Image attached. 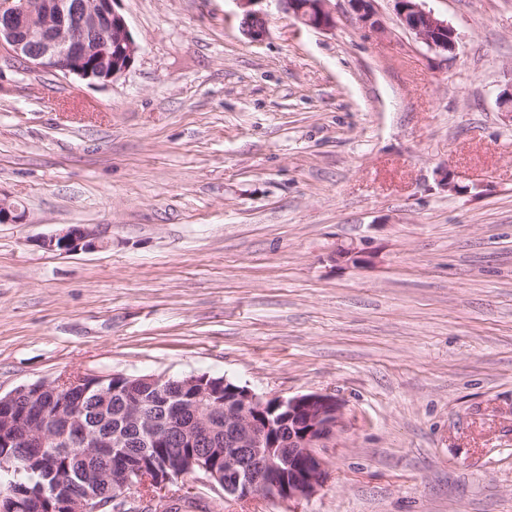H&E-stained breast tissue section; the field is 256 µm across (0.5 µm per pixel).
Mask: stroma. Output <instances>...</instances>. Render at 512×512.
Masks as SVG:
<instances>
[{"mask_svg": "<svg viewBox=\"0 0 512 512\" xmlns=\"http://www.w3.org/2000/svg\"><path fill=\"white\" fill-rule=\"evenodd\" d=\"M374 0L330 29L258 0H119L137 45L92 83L0 66V394L69 373L320 393L341 424L308 499L186 512H512V0ZM448 171L460 192L439 185ZM69 225L108 248L59 255ZM355 244L372 264L337 265ZM243 9L241 27L244 35L251 42H261L268 35L267 20L263 14L251 9L258 0H237ZM423 0H396L397 13L407 29L415 33L431 51L448 53L455 50L456 33L448 21L426 11ZM38 243L39 247L59 254L95 251L107 245L97 228L80 225L63 227L54 234L43 237Z\"/></svg>", "mask_w": 512, "mask_h": 512, "instance_id": "obj_1", "label": "stroma"}]
</instances>
